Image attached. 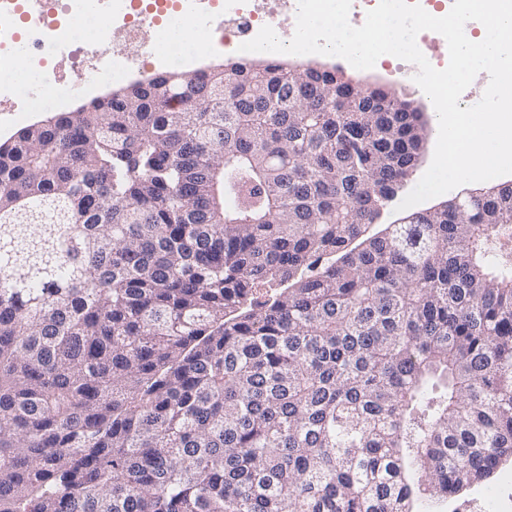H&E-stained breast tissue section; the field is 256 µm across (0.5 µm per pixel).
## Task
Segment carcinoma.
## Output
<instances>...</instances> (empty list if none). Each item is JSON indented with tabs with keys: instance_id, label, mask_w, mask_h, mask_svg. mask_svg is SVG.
<instances>
[{
	"instance_id": "carcinoma-1",
	"label": "carcinoma",
	"mask_w": 512,
	"mask_h": 512,
	"mask_svg": "<svg viewBox=\"0 0 512 512\" xmlns=\"http://www.w3.org/2000/svg\"><path fill=\"white\" fill-rule=\"evenodd\" d=\"M321 72L0 143V512H416L512 461V194L367 235L427 125Z\"/></svg>"
}]
</instances>
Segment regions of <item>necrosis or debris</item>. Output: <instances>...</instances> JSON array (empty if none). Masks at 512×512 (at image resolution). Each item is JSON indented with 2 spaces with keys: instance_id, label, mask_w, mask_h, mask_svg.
I'll return each mask as SVG.
<instances>
[{
  "instance_id": "4bbe7bcc",
  "label": "necrosis or debris",
  "mask_w": 512,
  "mask_h": 512,
  "mask_svg": "<svg viewBox=\"0 0 512 512\" xmlns=\"http://www.w3.org/2000/svg\"><path fill=\"white\" fill-rule=\"evenodd\" d=\"M296 0H0V108L33 112L46 104L66 106L70 89L60 77L44 78L36 93L13 79L18 56L34 71L53 63L77 64L88 79L84 91L97 93L102 82L124 80L139 73L140 60L130 47L142 45L154 67L180 62L190 76L200 68L195 51L168 41L159 24L170 13L198 20L207 17L227 32L223 47L236 51L263 26L281 30L296 25ZM27 28L18 32L17 17ZM90 24L95 41H79V27Z\"/></svg>"
}]
</instances>
